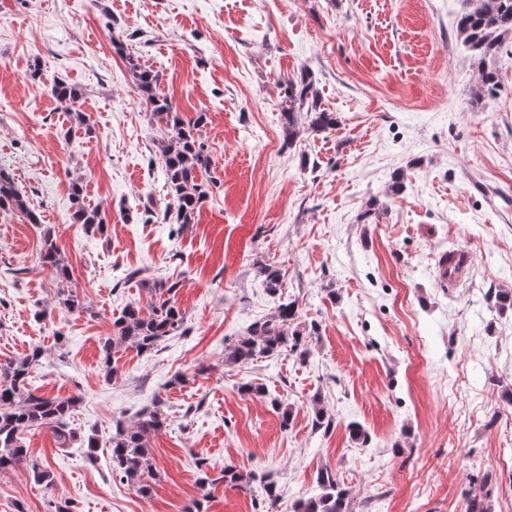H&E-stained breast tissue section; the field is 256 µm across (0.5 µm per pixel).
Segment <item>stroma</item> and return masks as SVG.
<instances>
[{
  "label": "stroma",
  "instance_id": "obj_1",
  "mask_svg": "<svg viewBox=\"0 0 512 512\" xmlns=\"http://www.w3.org/2000/svg\"><path fill=\"white\" fill-rule=\"evenodd\" d=\"M467 6L0 0V168L40 216L0 208V361L41 348L29 390L78 397L68 427L99 439L90 456L51 430L26 434V463L0 473V512H185L195 499L255 512L267 476L278 512H293L320 495L324 467L351 512H469L476 498L512 512V306L490 297L512 290V38L490 61L498 95L473 104L479 71L456 28ZM133 61L184 121L206 117L212 187L195 223L163 217L168 131ZM304 73L338 125L313 132L301 112L290 141L282 82ZM57 81L78 90L82 122L52 96ZM76 182L105 233L74 222ZM48 233L70 280L42 263ZM457 249L469 274L440 287L438 256ZM261 263L280 268L278 295ZM146 279L181 281L188 330L121 349L107 375L102 341L127 304L150 303ZM72 293L85 311L64 306ZM291 301L307 361L225 365V342ZM156 401L167 425L148 441L144 495L113 479L108 441L113 420ZM318 407L329 430L312 423ZM228 466L250 487L224 483Z\"/></svg>",
  "mask_w": 512,
  "mask_h": 512
}]
</instances>
